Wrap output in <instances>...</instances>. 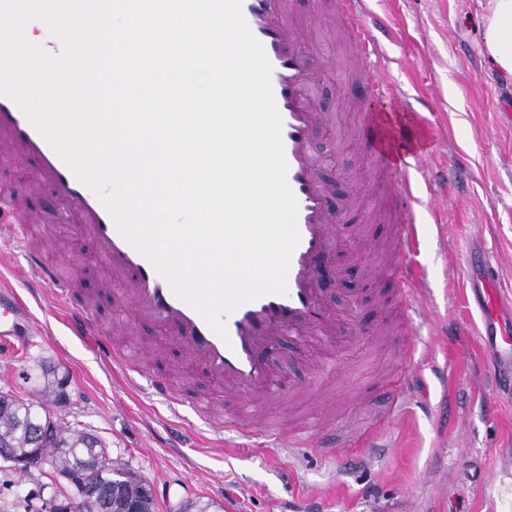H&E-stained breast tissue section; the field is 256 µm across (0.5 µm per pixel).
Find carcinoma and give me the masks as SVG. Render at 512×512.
Segmentation results:
<instances>
[{"label": "carcinoma", "mask_w": 512, "mask_h": 512, "mask_svg": "<svg viewBox=\"0 0 512 512\" xmlns=\"http://www.w3.org/2000/svg\"><path fill=\"white\" fill-rule=\"evenodd\" d=\"M40 407L39 401L0 395V445L14 457L48 459L56 469L78 474V495L99 494L94 510L80 505L78 512H123L129 501L151 512L150 489L141 478L112 466L97 436L41 415Z\"/></svg>", "instance_id": "cac0c4a2"}]
</instances>
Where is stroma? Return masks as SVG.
I'll return each mask as SVG.
<instances>
[{"label": "stroma", "mask_w": 512, "mask_h": 512, "mask_svg": "<svg viewBox=\"0 0 512 512\" xmlns=\"http://www.w3.org/2000/svg\"><path fill=\"white\" fill-rule=\"evenodd\" d=\"M310 32L302 49L328 57L320 70L316 98L327 119L314 150L322 176H341L352 191L343 200L356 215L336 238L335 252L357 250L359 235L380 241L389 225L373 220L375 163L361 132L362 115L342 61L333 16L323 0H298ZM489 0H370L372 15L392 30L385 47L391 59L385 79L407 98L396 112L408 116L419 98L432 127L423 148L448 183V199L433 212L432 187H421L420 262L433 293L431 320L448 334L419 338L414 357L377 326L394 318L380 310L381 279L362 271L356 299L330 287L335 308L361 317L366 332L341 348L299 351L278 344L277 390L265 400L266 420L304 426L322 422L319 451L218 446L210 425L186 416L144 388L128 386L101 362L99 348L126 352L135 365L180 371L182 390L214 400L224 417V387L152 325L125 333L114 321L115 299L101 284L103 268L89 242H75L70 225L55 222L59 203L47 186L31 183L32 164L0 155V177L17 186L26 209L40 215L50 233L34 230L38 246L56 242L66 252L67 274L92 295L102 324L98 343L72 336L67 310L47 293L31 295L22 259L0 241V288L15 289L42 324L44 333L27 347L0 343V390L29 397L45 378L65 380L66 405L47 412L72 428L98 436L113 465L142 478L153 512H271L272 503L296 512L311 503L319 512H512V395L488 374L489 350L478 334L480 314L465 284L466 253L485 254L501 284L502 318L512 317V78L502 76L484 49L483 17ZM457 259L447 270L446 258ZM420 367L426 390L405 398L400 420L389 426L385 445L364 449L360 459L339 460L352 436L384 423L389 400L367 386L395 387L406 363ZM73 485L55 481L51 467L22 473L0 460V512H47L53 496H74Z\"/></svg>", "instance_id": "stroma-1"}]
</instances>
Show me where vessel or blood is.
Masks as SVG:
<instances>
[{
  "instance_id": "b4317fda",
  "label": "vessel or blood",
  "mask_w": 512,
  "mask_h": 512,
  "mask_svg": "<svg viewBox=\"0 0 512 512\" xmlns=\"http://www.w3.org/2000/svg\"><path fill=\"white\" fill-rule=\"evenodd\" d=\"M368 0H335V14L349 42L358 74L367 69H386L388 60L380 41L370 39L362 21L368 14ZM242 15L255 38L262 44L271 65V86L276 108L282 118V143L288 164L287 183L297 203L300 240L293 251L287 273V291L266 294L246 302L226 318V336L214 332L203 317L180 299L169 281L120 233L100 197L78 179L71 167L56 153L9 97L0 95V146L14 159L33 162L36 177L49 186L61 202L65 223L76 236L89 240L105 269L107 282L118 291L131 316L167 329L169 338L187 359L200 363L207 373L222 383L231 404L224 407V430L249 443L261 446L312 448L311 436L288 431L286 426L258 430L248 417L244 398L272 390L276 375L272 363L275 345L288 339L300 345L338 344L348 334L344 320L332 309L323 292V283L334 270L333 240L342 220L331 203V192L320 177V163L313 149L318 126L324 121L310 90L316 81L318 64L301 49V17L293 0H241ZM371 109L365 122L371 134H383L388 110L403 96L395 85L371 82L363 90ZM433 170L428 161L416 159L413 177L404 179L394 195L390 220L393 242L380 252L374 242H366L371 254L380 255L388 279L398 288L402 332L398 345L412 353L418 327L427 325L429 280L417 262L420 230L416 217V185L430 181ZM34 215L24 211L13 193L0 187V224L10 226L19 241L27 239ZM23 259L38 287L48 289L53 298L70 307L68 324L75 335H98L94 311L72 303V286L60 275L61 259H52L26 246ZM469 287L481 313L480 334L492 352L489 368L500 374L502 366L512 367V330L499 319L500 290L491 274L470 277ZM29 307L15 290H0V340L26 342L38 331ZM104 362L126 371L125 353L104 351ZM144 379L157 396L172 399L178 383L144 370L128 375L127 383Z\"/></svg>"
}]
</instances>
